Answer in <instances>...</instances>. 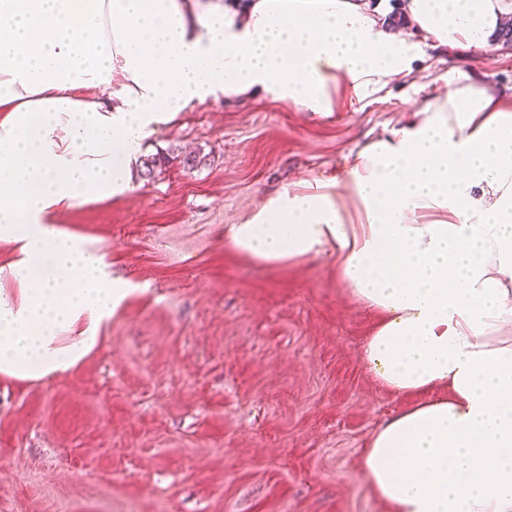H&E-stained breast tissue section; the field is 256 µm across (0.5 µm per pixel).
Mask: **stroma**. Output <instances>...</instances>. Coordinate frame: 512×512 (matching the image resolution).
Returning <instances> with one entry per match:
<instances>
[{
	"label": "stroma",
	"instance_id": "1",
	"mask_svg": "<svg viewBox=\"0 0 512 512\" xmlns=\"http://www.w3.org/2000/svg\"><path fill=\"white\" fill-rule=\"evenodd\" d=\"M493 61L427 50L384 91L314 114L258 94L188 106L146 140L173 159L125 195L59 212L132 289L63 373L0 375V512H388L365 441L409 398L367 371L376 312L335 254L268 264L225 246L283 187L342 176L441 90L512 98V44ZM206 153L188 170L182 151Z\"/></svg>",
	"mask_w": 512,
	"mask_h": 512
}]
</instances>
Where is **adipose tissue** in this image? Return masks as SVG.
<instances>
[{"label": "adipose tissue", "mask_w": 512, "mask_h": 512, "mask_svg": "<svg viewBox=\"0 0 512 512\" xmlns=\"http://www.w3.org/2000/svg\"><path fill=\"white\" fill-rule=\"evenodd\" d=\"M0 0V239L21 304L0 294V374L78 363L128 294L57 212L131 188L159 125L188 105L263 91L309 112L410 73L425 47L487 61L512 0ZM347 191L361 217L345 223ZM224 243L262 262L335 246L378 321L368 371L418 402L366 441L389 512H512V100L447 83L336 180L283 189ZM76 341L60 333L77 322Z\"/></svg>", "instance_id": "adipose-tissue-1"}]
</instances>
